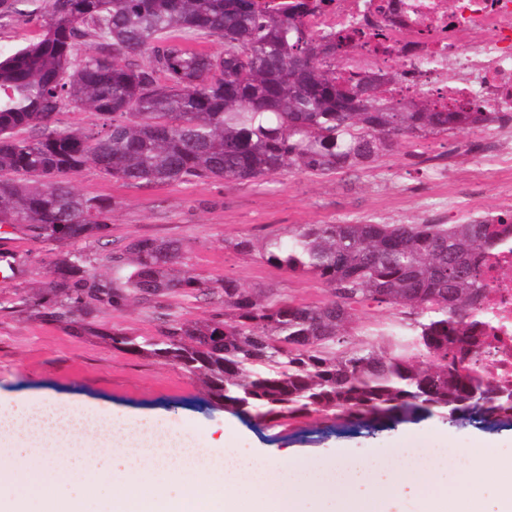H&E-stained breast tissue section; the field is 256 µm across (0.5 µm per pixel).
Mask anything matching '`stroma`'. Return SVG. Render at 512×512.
<instances>
[{
  "label": "stroma",
  "instance_id": "1",
  "mask_svg": "<svg viewBox=\"0 0 512 512\" xmlns=\"http://www.w3.org/2000/svg\"><path fill=\"white\" fill-rule=\"evenodd\" d=\"M39 0H20L18 13L0 18V47L29 42L37 31L30 15ZM491 131H461L451 136L412 140L377 163L327 176L283 173L257 182L207 181L143 184L114 181L88 168L71 180L81 194L109 198L112 212L107 237L87 249L92 272L112 270L113 252L144 237L175 239L182 262L213 283L232 278L252 287L276 289L304 302L328 299L325 287L238 254L228 242L241 234L287 235L297 224H342L370 214L383 224L424 222V204L448 193L469 194L474 206L495 208L503 187L487 170L481 151ZM9 268L0 273V401L35 409L48 401L98 407L128 415H153L193 432L201 441L235 431L233 447L288 449L312 456L336 448L358 458L399 447L415 432L447 429L448 445L484 443L512 450V418L480 424L449 421L438 411H418L400 421H382L376 429L313 415L271 427L225 410L196 378L179 365L136 356L98 336L76 334L62 325L17 312L16 298L41 281L56 246L30 239L12 224H0V249ZM214 310L202 293L176 295L162 307L134 303L99 314L103 330L155 336L161 314L195 320Z\"/></svg>",
  "mask_w": 512,
  "mask_h": 512
}]
</instances>
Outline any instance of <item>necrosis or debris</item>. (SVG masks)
Returning <instances> with one entry per match:
<instances>
[{"label": "necrosis or debris", "instance_id": "1", "mask_svg": "<svg viewBox=\"0 0 512 512\" xmlns=\"http://www.w3.org/2000/svg\"><path fill=\"white\" fill-rule=\"evenodd\" d=\"M303 22L315 34L369 33L347 69L397 73L388 95L427 93L512 112V0H319ZM484 304L505 327L488 333L482 368L512 384V245L487 255Z\"/></svg>", "mask_w": 512, "mask_h": 512}]
</instances>
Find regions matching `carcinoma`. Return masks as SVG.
<instances>
[{
  "label": "carcinoma",
  "instance_id": "cac0c4a2",
  "mask_svg": "<svg viewBox=\"0 0 512 512\" xmlns=\"http://www.w3.org/2000/svg\"><path fill=\"white\" fill-rule=\"evenodd\" d=\"M310 0H41V29L0 49V223L69 250L20 306L93 328L104 308L203 291V320L162 321L160 335L107 334L112 348L179 365L224 408L276 425L321 414L374 420L418 410L512 415V390L483 375L487 283L480 261L512 236L502 224H298L288 236L231 242L241 255L315 279L330 298L305 303L182 267L183 245L144 238L112 255V277L88 269L83 246L106 236L112 203L70 178L94 167L116 181H256L283 172L363 168L428 135L485 129L490 109L390 99L364 74L336 68L353 38L302 23ZM213 37L223 50L187 44ZM146 63H137V57ZM65 108L94 112L96 130L60 128ZM31 130L34 135L27 136ZM385 304L399 317L351 340L353 311Z\"/></svg>",
  "mask_w": 512,
  "mask_h": 512
}]
</instances>
